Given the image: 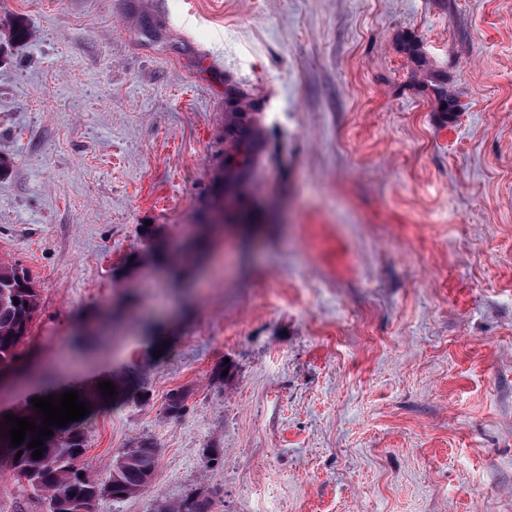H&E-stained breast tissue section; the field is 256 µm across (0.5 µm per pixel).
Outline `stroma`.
Here are the masks:
<instances>
[{
	"instance_id": "35a3bbf8",
	"label": "stroma",
	"mask_w": 512,
	"mask_h": 512,
	"mask_svg": "<svg viewBox=\"0 0 512 512\" xmlns=\"http://www.w3.org/2000/svg\"><path fill=\"white\" fill-rule=\"evenodd\" d=\"M0 159L53 372L0 413L90 397L100 483L158 446L94 512H512V0H0ZM224 194L236 193L250 179L252 168L263 151V140L253 112L241 107L229 112L224 124Z\"/></svg>"
}]
</instances>
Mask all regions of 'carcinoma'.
I'll return each instance as SVG.
<instances>
[{
	"label": "carcinoma",
	"instance_id": "1",
	"mask_svg": "<svg viewBox=\"0 0 512 512\" xmlns=\"http://www.w3.org/2000/svg\"><path fill=\"white\" fill-rule=\"evenodd\" d=\"M224 192L234 193L249 181L252 168L263 151V140L254 114L237 107L224 124ZM19 304H14V300ZM39 309V294L28 272L17 263L0 261V371L11 368L19 349L31 335ZM186 411V397L176 390L169 394L167 412L178 418ZM53 434L44 440L43 456L35 459L27 442L37 434L26 433L18 447L0 446V460L22 484L28 497L46 504L48 512H92V506L107 495L121 500L138 495L151 480L157 466V445L147 439L118 452L112 476L101 485L90 478L82 460L87 451L81 421L65 427L49 425ZM22 455H17V452ZM158 512H209L208 500L188 497L165 504Z\"/></svg>",
	"mask_w": 512,
	"mask_h": 512
}]
</instances>
